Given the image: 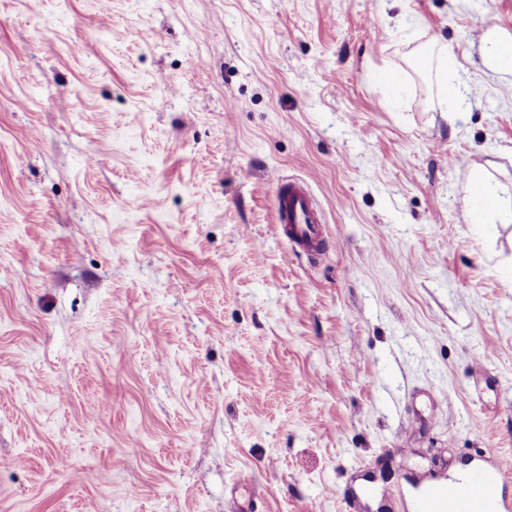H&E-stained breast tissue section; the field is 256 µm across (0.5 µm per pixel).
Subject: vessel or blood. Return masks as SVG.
Wrapping results in <instances>:
<instances>
[{"label": "vessel or blood", "mask_w": 512, "mask_h": 512, "mask_svg": "<svg viewBox=\"0 0 512 512\" xmlns=\"http://www.w3.org/2000/svg\"><path fill=\"white\" fill-rule=\"evenodd\" d=\"M278 225L293 248L315 250L322 241V216L309 189L297 181L277 184ZM512 480V458L475 463L462 475L415 485L407 512H512V501L499 495L500 484Z\"/></svg>", "instance_id": "1"}]
</instances>
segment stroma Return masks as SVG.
Here are the masks:
<instances>
[{"label":"stroma","instance_id":"35a3bbf8","mask_svg":"<svg viewBox=\"0 0 512 512\" xmlns=\"http://www.w3.org/2000/svg\"><path fill=\"white\" fill-rule=\"evenodd\" d=\"M507 36L512 0H0V512H404L512 456ZM455 56L448 44L440 43L437 48L435 68V85L437 88L438 104L441 112L455 114L460 112L462 97L453 74ZM448 99L453 100V105L448 108ZM472 182H473V203L476 207H480L484 204L485 200L484 197L480 192L476 191H482L488 198V203L481 207L478 214H475L472 210V207L470 209V218L472 224H488L487 223V215L499 208L500 205V199L498 192L494 185H492L485 173L482 167H475L472 170ZM275 204L281 233L293 249L315 250L322 241L323 220L309 189L297 181L277 184Z\"/></svg>","mask_w":512,"mask_h":512}]
</instances>
